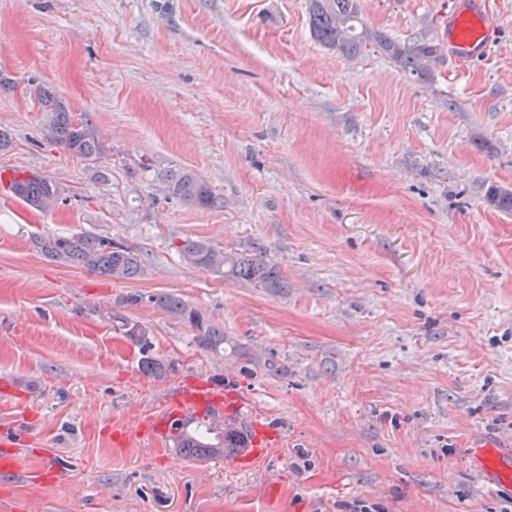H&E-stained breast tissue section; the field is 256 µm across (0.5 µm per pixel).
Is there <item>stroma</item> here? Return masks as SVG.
<instances>
[{"label": "stroma", "mask_w": 512, "mask_h": 512, "mask_svg": "<svg viewBox=\"0 0 512 512\" xmlns=\"http://www.w3.org/2000/svg\"><path fill=\"white\" fill-rule=\"evenodd\" d=\"M456 2L359 0L368 28L438 45ZM488 2V53L441 52L419 82L321 46L308 0H0V446L72 464L0 478V512H512L466 458L512 447V212L485 197L512 189V0ZM45 89L93 123L103 178L47 141ZM180 168L223 207L170 196ZM16 170L56 181L57 205L16 199ZM81 231L140 251L145 276L30 242ZM186 237L264 256L284 288L188 265ZM128 292L162 376L101 316ZM161 292L222 325L223 354ZM198 381L277 431L266 459L189 461L140 433Z\"/></svg>", "instance_id": "stroma-1"}]
</instances>
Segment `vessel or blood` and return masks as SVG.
Here are the masks:
<instances>
[{"instance_id":"obj_1","label":"vessel or blood","mask_w":512,"mask_h":512,"mask_svg":"<svg viewBox=\"0 0 512 512\" xmlns=\"http://www.w3.org/2000/svg\"><path fill=\"white\" fill-rule=\"evenodd\" d=\"M491 20L485 0H470L448 17V49L460 60H472L485 53ZM241 403L226 404L222 387L212 383H197L179 387L167 401L164 410L153 423L150 433L158 439H170L179 423L206 418L229 422L241 410ZM277 433L263 425H255L250 448L242 454V461H255L264 457L277 442ZM473 465L482 473L485 487L490 492H512V450L492 444L475 446L471 452ZM27 456L12 451L0 457V473L4 475H30Z\"/></svg>"}]
</instances>
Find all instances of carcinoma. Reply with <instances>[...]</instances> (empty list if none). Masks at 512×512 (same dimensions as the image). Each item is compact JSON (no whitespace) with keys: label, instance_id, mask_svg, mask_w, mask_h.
I'll return each instance as SVG.
<instances>
[{"label":"carcinoma","instance_id":"obj_1","mask_svg":"<svg viewBox=\"0 0 512 512\" xmlns=\"http://www.w3.org/2000/svg\"><path fill=\"white\" fill-rule=\"evenodd\" d=\"M310 30L324 47L346 55H357L371 45L390 59L402 72L418 80L432 76L431 63L437 58L438 47L431 43H401L386 34L367 28L360 18L359 0H310ZM42 111L47 116V132L52 141L70 154L83 159L92 175L101 173L98 161L102 147L100 138L89 119L74 121L61 99L45 94L40 97ZM166 187L182 201L198 208L211 209L224 204L212 188L189 169L166 175ZM11 193L29 207L45 210L61 194L60 186L50 177L30 171H18L10 180ZM490 202L497 208L512 211V191L493 187ZM44 256L100 276L134 281L144 276L146 265L142 254L112 239L90 232L70 235L46 234L34 240ZM178 251L189 264L210 269L224 277L243 281L258 288L276 290L284 287L279 268L248 254L226 253L212 243L187 237ZM142 301L139 294L120 299L112 310V320L121 323L123 335L141 352L142 371L151 375L164 372V365L149 355L152 341L142 325L131 322L119 311L124 306H136ZM153 304L190 324L195 331L198 348L211 353L224 351V327L208 320L182 298L161 293L150 298ZM179 454L190 461H207L235 455L247 447L248 433L241 427H224L212 422L188 423L173 439Z\"/></svg>","mask_w":512,"mask_h":512}]
</instances>
